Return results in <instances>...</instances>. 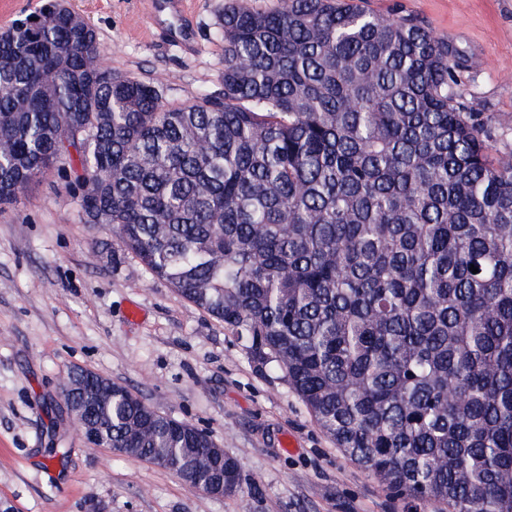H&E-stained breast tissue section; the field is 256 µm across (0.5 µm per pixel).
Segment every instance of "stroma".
Segmentation results:
<instances>
[{"mask_svg":"<svg viewBox=\"0 0 512 512\" xmlns=\"http://www.w3.org/2000/svg\"><path fill=\"white\" fill-rule=\"evenodd\" d=\"M69 0L113 71L158 82L177 105L220 89L217 22L229 0ZM411 15L462 64L457 92L512 151V0H360ZM94 371L205 429L241 466L215 498L173 472L88 445L59 414V384ZM0 499L16 512H406L325 436L274 364L85 223L58 170L0 208Z\"/></svg>","mask_w":512,"mask_h":512,"instance_id":"obj_1","label":"stroma"}]
</instances>
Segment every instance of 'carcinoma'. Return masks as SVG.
I'll return each mask as SVG.
<instances>
[{
  "label": "carcinoma",
  "instance_id": "carcinoma-1",
  "mask_svg": "<svg viewBox=\"0 0 512 512\" xmlns=\"http://www.w3.org/2000/svg\"><path fill=\"white\" fill-rule=\"evenodd\" d=\"M36 17L0 44V204L69 164L85 222L281 369L394 496L512 512V152L448 43L339 0H233L222 89L171 106L95 64L71 9ZM84 421L244 493L235 458L125 386Z\"/></svg>",
  "mask_w": 512,
  "mask_h": 512
}]
</instances>
